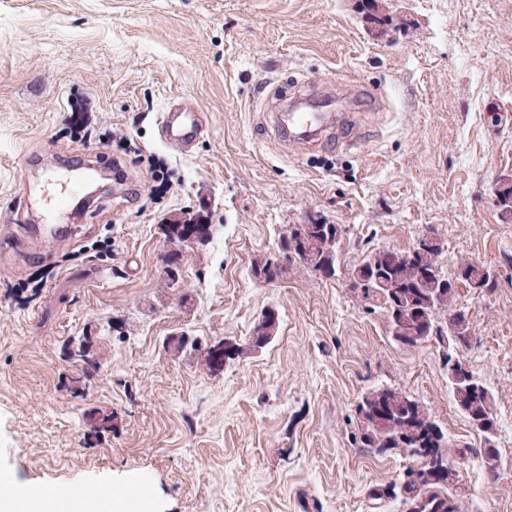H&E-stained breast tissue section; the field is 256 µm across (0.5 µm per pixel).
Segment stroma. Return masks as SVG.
Listing matches in <instances>:
<instances>
[{
	"label": "stroma",
	"mask_w": 512,
	"mask_h": 512,
	"mask_svg": "<svg viewBox=\"0 0 512 512\" xmlns=\"http://www.w3.org/2000/svg\"><path fill=\"white\" fill-rule=\"evenodd\" d=\"M0 0V472L34 492L128 497L146 512H402L371 493L410 460L353 446L355 405L378 386L424 401L447 434L462 512H512V0ZM337 111L374 106L350 146L271 134L291 77ZM203 136L165 144L173 103ZM198 206L213 231L163 274L162 225ZM70 225L22 236L17 213ZM338 224L335 277L296 269L263 284L255 262L288 225ZM442 270L483 265L459 288L464 358L495 399L496 459L457 410L429 341L395 342L380 301L353 291L372 252L424 233ZM280 331L212 373L168 337L248 338L261 309ZM95 334L101 369L66 341ZM112 414L94 433L89 411Z\"/></svg>",
	"instance_id": "1"
}]
</instances>
